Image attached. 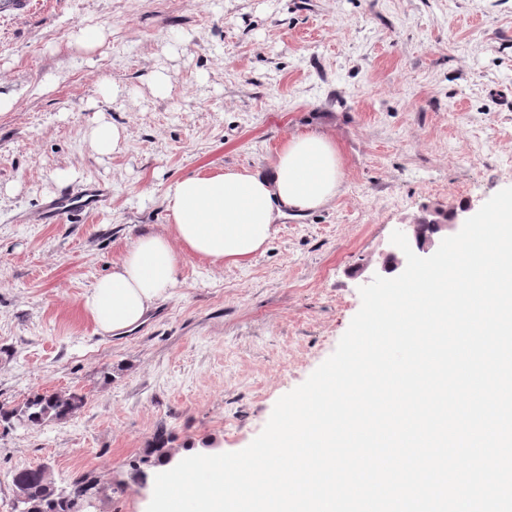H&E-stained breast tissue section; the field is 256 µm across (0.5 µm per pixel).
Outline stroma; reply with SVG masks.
I'll use <instances>...</instances> for the list:
<instances>
[{
	"label": "stroma",
	"instance_id": "35a3bbf8",
	"mask_svg": "<svg viewBox=\"0 0 512 512\" xmlns=\"http://www.w3.org/2000/svg\"><path fill=\"white\" fill-rule=\"evenodd\" d=\"M0 93L16 99L0 112V406L86 397L62 422L0 425V512L40 466L61 487L90 475L96 512H146L157 468L125 478L158 431L175 464L247 447L335 351L392 231L512 187V0H37L0 15ZM99 117L126 130L108 156L88 137ZM309 130L341 158L330 204L286 213L245 262L182 257L140 328H96L82 296L140 231L172 234L168 183L270 167ZM68 169L110 204L36 222Z\"/></svg>",
	"mask_w": 512,
	"mask_h": 512
}]
</instances>
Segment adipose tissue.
Returning a JSON list of instances; mask_svg holds the SVG:
<instances>
[{"label":"adipose tissue","instance_id":"obj_1","mask_svg":"<svg viewBox=\"0 0 512 512\" xmlns=\"http://www.w3.org/2000/svg\"><path fill=\"white\" fill-rule=\"evenodd\" d=\"M342 182L335 143L319 133L291 135L266 169L226 168L170 182L165 191L173 236L144 232L82 297L105 334L137 329L178 280L179 253L237 264L259 252L285 211L331 202Z\"/></svg>","mask_w":512,"mask_h":512}]
</instances>
